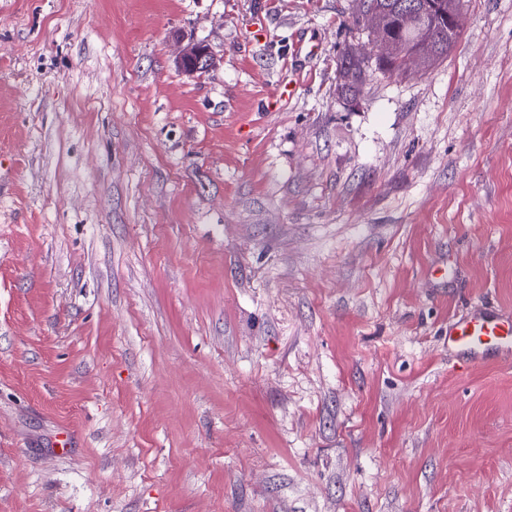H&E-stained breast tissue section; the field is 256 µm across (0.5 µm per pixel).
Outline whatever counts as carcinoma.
Returning a JSON list of instances; mask_svg holds the SVG:
<instances>
[{"label": "carcinoma", "mask_w": 512, "mask_h": 512, "mask_svg": "<svg viewBox=\"0 0 512 512\" xmlns=\"http://www.w3.org/2000/svg\"><path fill=\"white\" fill-rule=\"evenodd\" d=\"M402 0H370L371 8L365 13L353 12L350 29L368 32L375 24L381 26L391 36L393 52L380 62H371L360 55L357 48L348 47L340 56L337 67L342 91L355 93L364 82L369 64L388 73L405 72L408 59L418 44L419 37L425 34L433 38L435 49L426 62V68L433 67L448 56V51L461 39L462 30L449 25L447 15L459 11L464 0H440L442 13L433 15L426 26L415 28L401 23L397 9Z\"/></svg>", "instance_id": "cac0c4a2"}]
</instances>
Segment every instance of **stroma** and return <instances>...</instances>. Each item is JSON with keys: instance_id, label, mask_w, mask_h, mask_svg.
I'll use <instances>...</instances> for the list:
<instances>
[{"instance_id": "obj_1", "label": "stroma", "mask_w": 512, "mask_h": 512, "mask_svg": "<svg viewBox=\"0 0 512 512\" xmlns=\"http://www.w3.org/2000/svg\"><path fill=\"white\" fill-rule=\"evenodd\" d=\"M352 7L0 0V512H512V0L354 102ZM190 60L194 61L195 67L186 70L184 65ZM217 62L218 56L210 46L202 43H191L182 49L177 65L188 74H197L201 70L212 71L216 68ZM448 348L471 364H481L495 354L512 351V315L477 313L448 326Z\"/></svg>"}]
</instances>
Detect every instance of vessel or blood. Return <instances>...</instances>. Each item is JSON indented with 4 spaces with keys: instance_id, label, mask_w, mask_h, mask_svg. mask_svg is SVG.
Listing matches in <instances>:
<instances>
[{
    "instance_id": "obj_1",
    "label": "vessel or blood",
    "mask_w": 512,
    "mask_h": 512,
    "mask_svg": "<svg viewBox=\"0 0 512 512\" xmlns=\"http://www.w3.org/2000/svg\"><path fill=\"white\" fill-rule=\"evenodd\" d=\"M448 347L472 364L512 353V314L477 313L455 321L448 327Z\"/></svg>"
}]
</instances>
